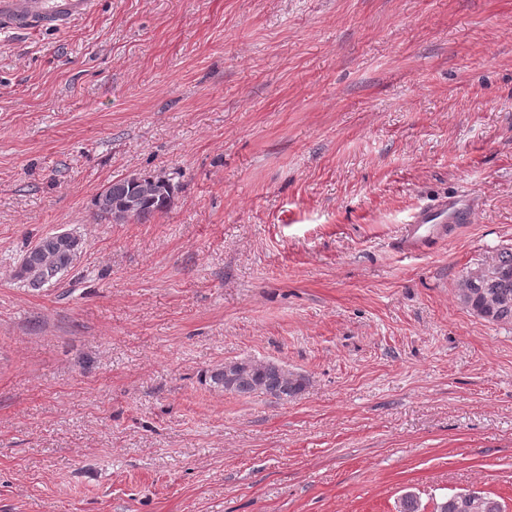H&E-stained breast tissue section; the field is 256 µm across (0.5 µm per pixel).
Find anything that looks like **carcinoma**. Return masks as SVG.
Returning <instances> with one entry per match:
<instances>
[{
  "label": "carcinoma",
  "mask_w": 512,
  "mask_h": 512,
  "mask_svg": "<svg viewBox=\"0 0 512 512\" xmlns=\"http://www.w3.org/2000/svg\"><path fill=\"white\" fill-rule=\"evenodd\" d=\"M174 186L164 175H129L112 181L94 199L99 220L112 221L117 213L129 212V219L143 221L168 210ZM83 241L74 234L61 238L56 234L40 238L21 258L15 276L25 286L39 290L60 282L82 252ZM460 302L476 316L495 323H512V247L498 251L491 263L467 271L458 283ZM308 378L275 362L262 365L251 361L241 369L231 393L239 396L263 394L282 400L301 395ZM503 498L494 492L477 497L450 493L434 502L433 512H505ZM397 512H424L419 497L402 495Z\"/></svg>",
  "instance_id": "1"
}]
</instances>
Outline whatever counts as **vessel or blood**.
<instances>
[{
  "instance_id": "obj_1",
  "label": "vessel or blood",
  "mask_w": 512,
  "mask_h": 512,
  "mask_svg": "<svg viewBox=\"0 0 512 512\" xmlns=\"http://www.w3.org/2000/svg\"><path fill=\"white\" fill-rule=\"evenodd\" d=\"M96 0H0V27L38 34L65 30L76 20L93 12ZM469 219L465 199L453 197L416 212L408 225L401 247L415 251L424 246L428 235H444L454 225Z\"/></svg>"
}]
</instances>
